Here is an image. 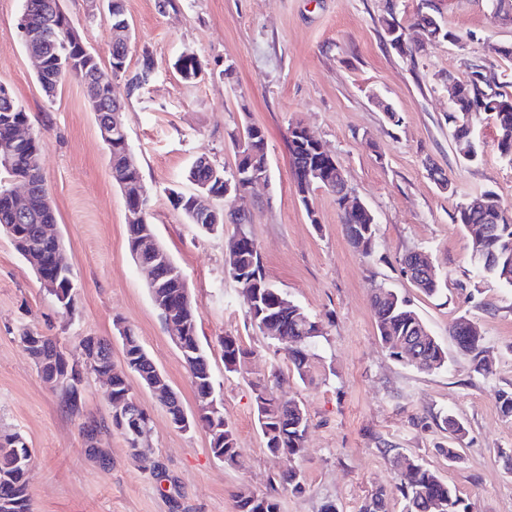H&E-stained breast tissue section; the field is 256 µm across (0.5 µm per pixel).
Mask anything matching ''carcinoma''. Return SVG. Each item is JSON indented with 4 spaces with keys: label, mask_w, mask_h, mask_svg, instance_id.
<instances>
[{
    "label": "carcinoma",
    "mask_w": 512,
    "mask_h": 512,
    "mask_svg": "<svg viewBox=\"0 0 512 512\" xmlns=\"http://www.w3.org/2000/svg\"><path fill=\"white\" fill-rule=\"evenodd\" d=\"M415 25L422 28L430 42L450 39L454 42L462 38L446 29L436 15L429 11V6L418 8ZM383 29L390 45L402 56H414L422 51L421 45H406L399 48L395 43L404 35L403 29L395 18L382 20ZM61 43L52 50L44 72L37 74V80L47 96H54L58 86L65 79H75L93 93L102 102V115H107L114 97L112 74L117 66L123 67L122 77L127 96H132L148 85L155 77V66L150 56H145L141 67L128 71L126 45L115 40L112 43L109 67H102L97 57L88 52L81 54L79 49L70 44L63 46L67 33L59 32ZM77 57L79 63L68 67L67 58ZM183 78L190 81L203 72L204 65L192 54H185L175 62ZM454 93L450 95L451 112L448 122L454 125L455 151L461 159L473 163L478 159V152L471 140V125L486 116L495 126L497 149L502 158L512 163V92L503 89L494 78L476 69L468 79L451 82ZM26 119L27 112L14 97L0 96V141L11 137L12 128L8 119ZM231 141L237 150L235 172L246 171V166L269 165L267 141L263 129L255 124H247L236 133L231 134ZM288 145L291 156L292 172L297 193L304 208L312 205V193L318 188L327 187L326 180L332 175L325 164L324 155L329 149L319 139H311L297 133V128H289ZM42 141L36 140L18 148L12 168L0 166V172L13 180L24 174L30 182L41 191H46L42 169ZM312 167L320 171V177L314 181H305L304 169ZM229 179L226 170L214 165L210 159L192 164L187 172V180L193 185L208 184V189L215 196L224 197V181ZM170 199L174 208L188 219V223H197L198 210L194 207V194L176 189L170 190ZM343 197H336V204L341 212V223L346 235L362 253L369 255L375 246L376 219L373 213H355L343 207ZM225 218L237 225V233L230 243L225 260L229 275L243 288L242 294L249 306L251 321L273 319L285 328L290 336L299 341L288 348L291 361L298 377L306 379L309 372V347L317 337L316 329L306 328L308 313L292 300L286 293L270 283L263 272L260 253L247 224L250 218L235 210L224 213ZM454 222L461 225L467 233L471 255L478 273L482 278L512 287V213L502 208L497 195L487 190L480 195L457 206ZM55 223L53 205L39 207L31 217L19 223L24 236L36 244H41L39 226ZM160 293L177 299L186 290L187 283L180 267L171 256H166L160 267ZM373 309L378 336L398 359L406 358V363L420 371H431L444 366L448 355L435 336H421L418 328L421 318L408 302L398 295H392L389 301L376 297ZM181 321L187 327L183 336L188 355L183 361L189 370L191 384L198 403L214 392V383L210 370V355L199 340L198 319L193 302L189 301L179 307ZM450 335L462 355L468 357L474 371L480 372L485 367V350L480 328L471 319L460 316L450 326ZM414 339L417 351L403 355L399 345L406 339ZM20 345L26 354L43 356L47 364L40 370L43 380L60 392L65 407L74 416L83 412L81 384L83 377L70 380L66 385L55 382V371L59 365L56 356L63 348L55 336H49L37 330L25 328L20 336ZM127 368L130 374L115 372L112 376V394L123 395L131 390L129 375L133 374L146 381L154 371L155 364L134 332L126 335ZM219 346L224 357V367H235L245 355L238 337L226 334L219 337ZM257 420L265 439L266 448L274 455H283L290 459L303 456L309 420L305 411L298 407L294 399L283 400L271 395L262 384L253 385ZM439 426L448 433L452 440L460 441L466 434V428L458 419L444 415ZM18 433L0 434V498L7 497L17 504L15 512H31L30 497L24 469L16 464L18 458L32 459L30 448L15 442ZM211 450L224 451V462L233 464L239 456L234 433L229 424L210 434ZM399 491L405 500V512H463V500L456 490L445 483L434 471L421 465L410 463L400 475ZM237 512H279V504L269 496L241 491L237 495Z\"/></svg>",
    "instance_id": "obj_1"
}]
</instances>
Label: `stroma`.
Listing matches in <instances>:
<instances>
[{"label": "stroma", "mask_w": 512, "mask_h": 512, "mask_svg": "<svg viewBox=\"0 0 512 512\" xmlns=\"http://www.w3.org/2000/svg\"><path fill=\"white\" fill-rule=\"evenodd\" d=\"M422 0H123L131 29L127 64L155 62L154 80L126 96L120 115L130 149L150 194L149 220L157 239L183 270L198 312L201 343L211 347L216 397L239 448L235 464L212 455L202 426L180 430L166 408L132 380V392L152 421L143 468L123 436L103 433L111 456L102 467L85 450L81 428L107 420L109 408L95 375L84 382V412L72 416L59 393L23 352V328L58 337L78 354L82 337L112 342L123 360L118 326L131 328L178 393L187 415L197 401L182 355L152 301L147 275L127 244L123 192L113 182L107 150L81 84L66 80L46 96L20 31L24 0H0V84L29 116L43 143V175L65 254L77 282L74 316H66L42 289L30 264L0 234V432L20 433L32 450L28 477L32 512H237L241 489L275 498L280 512H360L385 490L386 512H403L397 489L409 462L425 465L455 488L467 512H512V418L497 393L512 388V287L479 279L467 238L453 217L465 199L494 191L512 209V164L499 154L496 130L473 127L479 159L461 160L448 122V80L467 79L475 66L512 86V59L496 48L512 43V25L495 23L488 0H431L445 26L463 44H426L414 59L398 55L381 26L395 16L410 42ZM85 46L101 64L111 58L113 33L106 0H60ZM194 54L208 66L184 80L176 59ZM233 65L224 78L225 65ZM399 123H392L389 112ZM266 135L270 177L242 197L217 200L241 210L261 254L267 279L302 307L322 334L310 347L307 379L288 360V344L269 342L251 322L225 258L234 225L206 235L172 206L170 189L187 192L192 162L207 156L232 169L230 135L245 124ZM307 126L341 164L351 194L375 215L371 254L353 247L340 222L335 196L312 195L308 219L296 192L288 129ZM447 176L451 190L430 177ZM427 253L440 283L429 296L401 266L411 251ZM381 289L405 297L448 353L445 366L423 372L393 357L378 338L372 300ZM467 316L481 329L487 367L475 373L448 327ZM238 336L247 351L235 371L224 368L218 336ZM304 408L309 429L303 457L271 454L257 421L252 385ZM462 421L459 457L440 416ZM301 472L302 492L286 476Z\"/></svg>", "instance_id": "35a3bbf8"}]
</instances>
